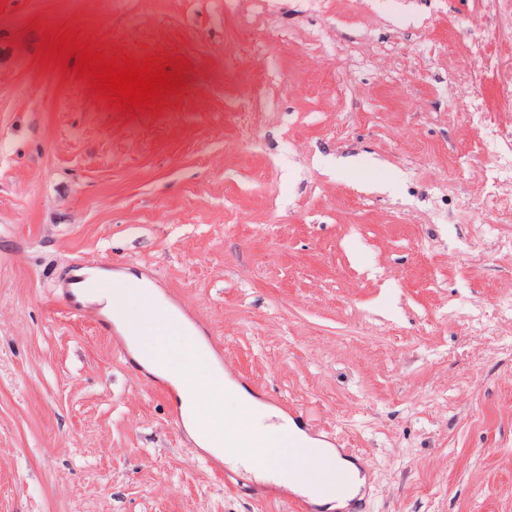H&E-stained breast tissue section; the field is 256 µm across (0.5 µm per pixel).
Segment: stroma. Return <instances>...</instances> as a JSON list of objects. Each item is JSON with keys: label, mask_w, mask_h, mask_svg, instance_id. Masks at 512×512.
Here are the masks:
<instances>
[{"label": "stroma", "mask_w": 512, "mask_h": 512, "mask_svg": "<svg viewBox=\"0 0 512 512\" xmlns=\"http://www.w3.org/2000/svg\"><path fill=\"white\" fill-rule=\"evenodd\" d=\"M512 0H0V512H295L70 315L152 275L230 376L368 470L361 512H512ZM188 60L129 115L38 55Z\"/></svg>", "instance_id": "1"}]
</instances>
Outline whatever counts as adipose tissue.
<instances>
[{"label": "adipose tissue", "instance_id": "adipose-tissue-1", "mask_svg": "<svg viewBox=\"0 0 512 512\" xmlns=\"http://www.w3.org/2000/svg\"><path fill=\"white\" fill-rule=\"evenodd\" d=\"M171 353L163 365L144 358L140 343H130L129 349L136 361L149 372L169 381L176 389L184 407L185 426L203 450L222 458L234 466L250 467V455L266 459L267 469L261 477H273L290 490L302 491L313 505L328 508L329 512H343L365 482L358 465L344 458L335 449L319 445L299 450L291 447V440L305 439V432L296 424L285 421L277 425H261L254 418L258 401L239 384L221 383V369L211 356L182 337L170 339ZM235 407L225 412V400ZM306 461L311 472L340 470L349 477L344 493L317 480L300 485L296 478L299 461Z\"/></svg>", "mask_w": 512, "mask_h": 512}]
</instances>
